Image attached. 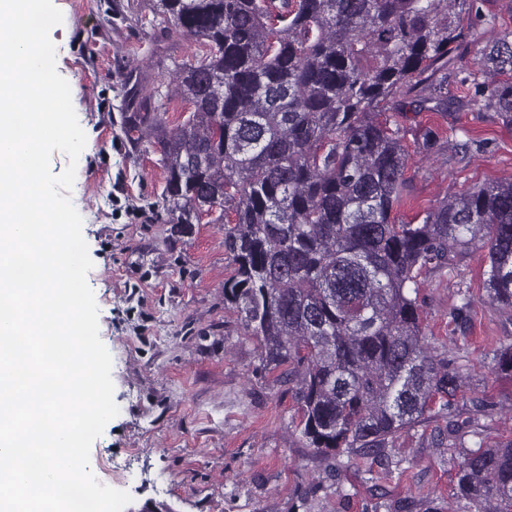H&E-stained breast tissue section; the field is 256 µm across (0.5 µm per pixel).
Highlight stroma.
Instances as JSON below:
<instances>
[{
  "label": "stroma",
  "mask_w": 512,
  "mask_h": 512,
  "mask_svg": "<svg viewBox=\"0 0 512 512\" xmlns=\"http://www.w3.org/2000/svg\"><path fill=\"white\" fill-rule=\"evenodd\" d=\"M63 21L50 36L56 69L71 88L86 145L70 193L82 218L99 308V335L112 360L119 414L92 444L100 482L108 463L129 468L122 483L131 512L148 503L168 512H456L455 473L466 451L512 440V375L494 353L512 342V321L483 300V251L465 255L456 275L422 274L423 331L437 353L465 345L471 369L454 401L457 439L437 444V421L406 429L381 460L317 455L292 424L290 395L261 371L258 344L224 301L234 266L224 223L202 215L186 231L172 224L165 171L149 143L133 145L122 127L124 78L141 74L139 99L161 93L188 117L175 92L174 66L194 60L197 43L169 35L158 0H94L82 13L54 0ZM495 26L471 29L449 71L472 66L478 48L512 31V0H485ZM411 179L401 221L486 182H512V127L488 113L417 112L399 118ZM437 135L428 153L423 129ZM484 151L460 157L468 138ZM473 298L469 325L451 322L458 284Z\"/></svg>",
  "instance_id": "stroma-1"
}]
</instances>
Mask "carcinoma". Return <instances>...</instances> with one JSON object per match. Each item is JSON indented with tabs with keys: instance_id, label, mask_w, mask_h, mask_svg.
<instances>
[{
	"instance_id": "obj_1",
	"label": "carcinoma",
	"mask_w": 512,
	"mask_h": 512,
	"mask_svg": "<svg viewBox=\"0 0 512 512\" xmlns=\"http://www.w3.org/2000/svg\"><path fill=\"white\" fill-rule=\"evenodd\" d=\"M483 0H159L200 43L176 65L193 111L122 113L160 153L175 224L231 210L224 300L288 386L316 454L377 460L397 433L448 418L466 355L436 354L418 278L484 249L486 301L512 320V182L486 185L398 223L409 194L397 120L407 105L493 112L512 126V32L477 52L448 98V55L489 26ZM391 104L379 120L377 108ZM455 323L470 320L458 287ZM463 512H512V440L469 451L455 475Z\"/></svg>"
}]
</instances>
